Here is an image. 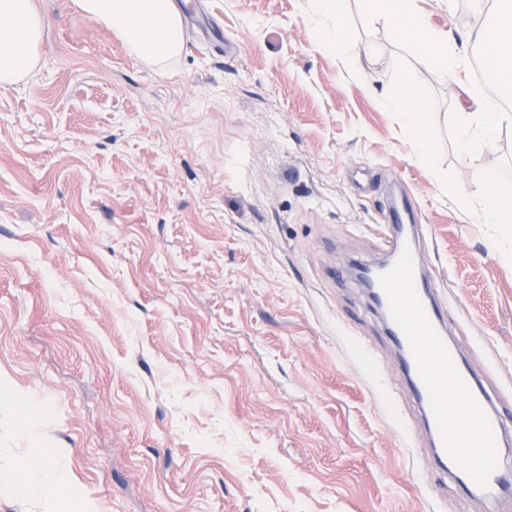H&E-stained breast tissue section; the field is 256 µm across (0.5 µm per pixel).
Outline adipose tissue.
<instances>
[{"label": "adipose tissue", "mask_w": 512, "mask_h": 512, "mask_svg": "<svg viewBox=\"0 0 512 512\" xmlns=\"http://www.w3.org/2000/svg\"><path fill=\"white\" fill-rule=\"evenodd\" d=\"M358 2L367 22L393 28L402 40L417 47L439 75H448L463 64L472 45L484 46L489 70H497L512 59V0H473L476 8L491 17L492 26L474 30L466 46L429 26L416 0ZM317 4L336 23L331 27L314 26V44L335 47L345 60L354 61L356 54L341 24L345 0H317ZM76 5L113 30L128 53L146 63L160 65L183 52V19L175 0H76ZM42 28V16L31 0H0V84H12L36 68Z\"/></svg>", "instance_id": "ef3b65f1"}]
</instances>
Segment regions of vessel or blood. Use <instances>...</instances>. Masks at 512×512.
<instances>
[{"mask_svg":"<svg viewBox=\"0 0 512 512\" xmlns=\"http://www.w3.org/2000/svg\"><path fill=\"white\" fill-rule=\"evenodd\" d=\"M416 215L408 201L370 229L386 256L375 304L399 353L408 395L422 413L436 472L470 502L499 512L512 501V456L504 451L512 423L446 338L456 300L440 298L438 278L419 262Z\"/></svg>","mask_w":512,"mask_h":512,"instance_id":"b4317fda","label":"vessel or blood"}]
</instances>
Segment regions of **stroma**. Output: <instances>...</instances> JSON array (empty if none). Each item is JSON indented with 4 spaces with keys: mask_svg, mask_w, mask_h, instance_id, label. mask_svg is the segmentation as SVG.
<instances>
[{
    "mask_svg": "<svg viewBox=\"0 0 512 512\" xmlns=\"http://www.w3.org/2000/svg\"><path fill=\"white\" fill-rule=\"evenodd\" d=\"M35 2L39 62L0 85V512H480L424 489L385 323L332 276L378 262L368 225L411 200L449 335L512 376V265L382 105L385 25L349 0L363 82L313 47L315 0H211L226 52L189 31L162 73ZM417 6L459 43L484 22ZM502 158L510 121L475 158L443 143L466 189ZM30 462L71 496L22 494Z\"/></svg>",
    "mask_w": 512,
    "mask_h": 512,
    "instance_id": "1",
    "label": "stroma"
}]
</instances>
